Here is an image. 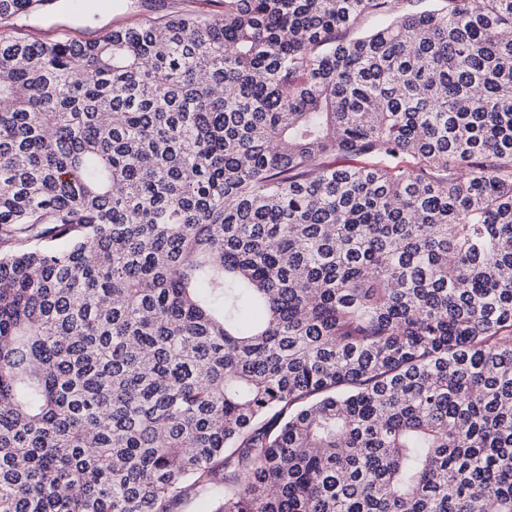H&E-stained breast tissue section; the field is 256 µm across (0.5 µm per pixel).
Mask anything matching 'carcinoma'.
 <instances>
[{"instance_id": "cac0c4a2", "label": "carcinoma", "mask_w": 512, "mask_h": 512, "mask_svg": "<svg viewBox=\"0 0 512 512\" xmlns=\"http://www.w3.org/2000/svg\"><path fill=\"white\" fill-rule=\"evenodd\" d=\"M401 2L0 34V512H512V0Z\"/></svg>"}]
</instances>
